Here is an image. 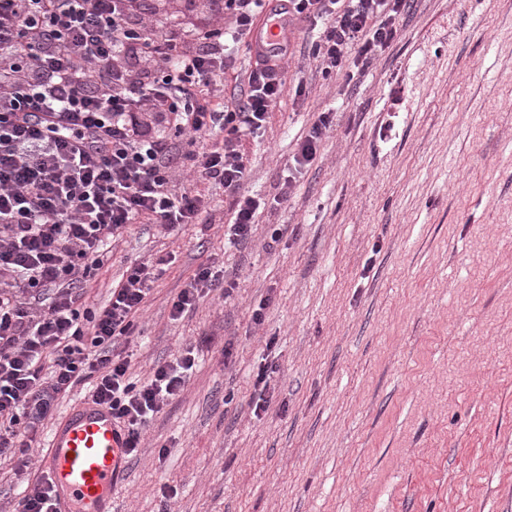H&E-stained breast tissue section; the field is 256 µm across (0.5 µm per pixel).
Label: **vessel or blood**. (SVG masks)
<instances>
[{"mask_svg": "<svg viewBox=\"0 0 512 512\" xmlns=\"http://www.w3.org/2000/svg\"><path fill=\"white\" fill-rule=\"evenodd\" d=\"M49 446L41 466L55 487L56 512H112V491L128 459L126 434L111 409L86 402L56 427Z\"/></svg>", "mask_w": 512, "mask_h": 512, "instance_id": "1", "label": "vessel or blood"}]
</instances>
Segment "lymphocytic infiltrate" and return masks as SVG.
I'll return each mask as SVG.
<instances>
[{"instance_id":"lymphocytic-infiltrate-1","label":"lymphocytic infiltrate","mask_w":512,"mask_h":512,"mask_svg":"<svg viewBox=\"0 0 512 512\" xmlns=\"http://www.w3.org/2000/svg\"><path fill=\"white\" fill-rule=\"evenodd\" d=\"M185 0L204 28L140 18L136 0H0V459L16 474L60 397L75 387L107 405L136 458L142 433L184 391L198 347L132 380L125 348L151 286L152 263L128 267L104 304L81 289L130 225L211 224L202 195L172 189L175 168L222 185L234 200L231 244L254 232L240 144L282 93L280 58L256 57L225 95L227 42L257 20L321 27L323 74L354 78L390 48L409 0ZM142 61L134 70L128 57ZM222 145H215L216 135ZM219 275L199 266L173 298L172 319L196 310Z\"/></svg>"}]
</instances>
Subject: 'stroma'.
I'll use <instances>...</instances> for the list:
<instances>
[{"label":"stroma","instance_id":"35a3bbf8","mask_svg":"<svg viewBox=\"0 0 512 512\" xmlns=\"http://www.w3.org/2000/svg\"><path fill=\"white\" fill-rule=\"evenodd\" d=\"M312 41L292 26L279 103L243 142L261 202L251 239L225 246L231 197L181 172L176 192L208 199L211 228L131 225L84 290L101 305L128 266L164 259L128 348L133 380L213 339L113 512H512V0H414L350 82L321 73ZM322 112L317 159L283 194ZM203 264L233 290L171 319ZM50 436L28 475L0 470V512L33 486Z\"/></svg>","mask_w":512,"mask_h":512}]
</instances>
